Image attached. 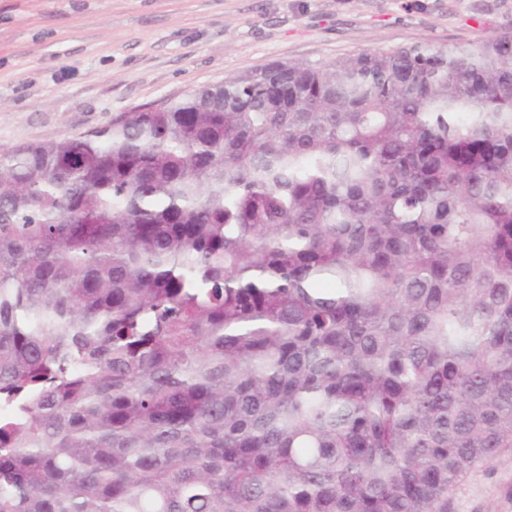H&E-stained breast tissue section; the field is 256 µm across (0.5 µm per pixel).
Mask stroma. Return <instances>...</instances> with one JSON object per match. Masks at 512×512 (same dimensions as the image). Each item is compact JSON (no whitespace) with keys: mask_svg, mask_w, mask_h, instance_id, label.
<instances>
[{"mask_svg":"<svg viewBox=\"0 0 512 512\" xmlns=\"http://www.w3.org/2000/svg\"><path fill=\"white\" fill-rule=\"evenodd\" d=\"M512 32V0H0V152L76 137L276 62ZM448 512H512V448Z\"/></svg>","mask_w":512,"mask_h":512,"instance_id":"35a3bbf8","label":"stroma"}]
</instances>
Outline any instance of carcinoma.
Returning a JSON list of instances; mask_svg holds the SVG:
<instances>
[{"label":"carcinoma","mask_w":512,"mask_h":512,"mask_svg":"<svg viewBox=\"0 0 512 512\" xmlns=\"http://www.w3.org/2000/svg\"><path fill=\"white\" fill-rule=\"evenodd\" d=\"M502 448L512 33L0 154V512H448Z\"/></svg>","instance_id":"carcinoma-1"}]
</instances>
